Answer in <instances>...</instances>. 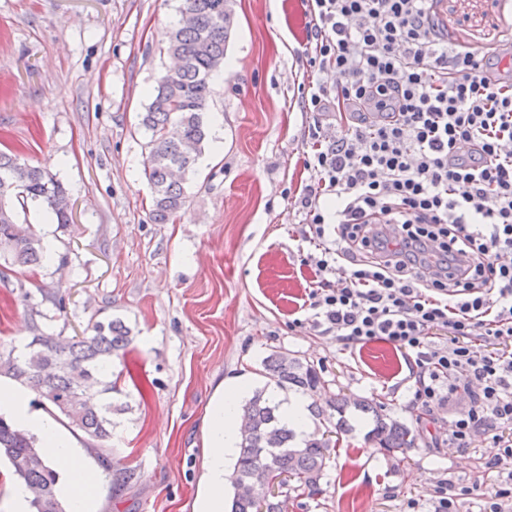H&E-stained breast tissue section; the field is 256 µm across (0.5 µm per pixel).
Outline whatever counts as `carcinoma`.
Here are the masks:
<instances>
[{
    "label": "carcinoma",
    "instance_id": "obj_1",
    "mask_svg": "<svg viewBox=\"0 0 512 512\" xmlns=\"http://www.w3.org/2000/svg\"><path fill=\"white\" fill-rule=\"evenodd\" d=\"M234 22V0H184L171 32L167 53L178 65L160 76L140 120L150 135L144 176L152 189L151 215L157 224L167 223L187 202L185 183L208 140L212 80L224 71ZM30 201L46 206L58 223H70L71 195L56 176L0 151V252L12 266L33 270L43 264L46 253L19 221L17 207ZM132 340L131 330L119 319L97 321L85 335L70 339L42 331L21 348H11L8 364H0V375L34 392L41 405L57 409L89 439L104 443L112 437L113 415L124 411L114 402V395L121 393L118 380L105 370ZM263 371L266 385L241 405L248 427L240 434L230 477V512H284L285 501L277 496L256 505L240 491L244 481L277 480L299 496L320 492L330 439H298L281 403L267 390L273 385L303 394L321 378L313 365L281 353L266 357ZM330 409L336 411L338 439L352 433L350 418L363 416L373 423L369 439L377 448L404 456L416 445L408 424L383 413L382 404L374 400L343 394ZM0 459L8 464L14 482L40 491L29 501L30 512H66L58 494L59 476L47 465L38 438L3 416Z\"/></svg>",
    "mask_w": 512,
    "mask_h": 512
}]
</instances>
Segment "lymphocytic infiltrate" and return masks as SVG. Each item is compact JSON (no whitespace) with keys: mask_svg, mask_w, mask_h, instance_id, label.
<instances>
[{"mask_svg":"<svg viewBox=\"0 0 512 512\" xmlns=\"http://www.w3.org/2000/svg\"><path fill=\"white\" fill-rule=\"evenodd\" d=\"M303 2L310 63L338 75L306 108L348 115L312 132L304 305L344 346L413 353L411 405L451 407L452 447L491 434L480 512H512V66L450 43L436 0Z\"/></svg>","mask_w":512,"mask_h":512,"instance_id":"1","label":"lymphocytic infiltrate"}]
</instances>
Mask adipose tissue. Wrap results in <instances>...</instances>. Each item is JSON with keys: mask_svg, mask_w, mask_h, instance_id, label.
<instances>
[{"mask_svg": "<svg viewBox=\"0 0 512 512\" xmlns=\"http://www.w3.org/2000/svg\"><path fill=\"white\" fill-rule=\"evenodd\" d=\"M243 392L241 385L223 389L210 413L208 428V481L213 489L205 503L204 512H223L224 504L219 490L224 485V461L240 432L242 420L238 402ZM0 413L32 430L40 439L50 467L63 478L61 490L68 497L70 512H93L92 496L88 490L90 477L76 462L73 442L61 434L54 424L30 405L25 392L9 383L0 382Z\"/></svg>", "mask_w": 512, "mask_h": 512, "instance_id": "obj_1", "label": "adipose tissue"}]
</instances>
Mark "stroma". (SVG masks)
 <instances>
[{
  "label": "stroma",
  "mask_w": 512,
  "mask_h": 512,
  "mask_svg": "<svg viewBox=\"0 0 512 512\" xmlns=\"http://www.w3.org/2000/svg\"><path fill=\"white\" fill-rule=\"evenodd\" d=\"M182 4L0 0V150L48 167L74 202L64 226L36 202L19 214L52 257L32 272L0 257V355L29 342L42 322L65 337L109 318L131 329L132 344L112 363L128 409L115 416L108 446L136 479L114 485L93 441L51 413L80 447L98 512H200L216 387L238 378L251 391L264 386L273 353L316 368L322 382L309 401L373 399L417 436L401 461L355 423L331 449L320 493L289 495L285 512H403L411 498L425 507L446 475L473 487L470 512H479L497 481L486 466L490 438L449 447L448 412L420 420L410 407L414 378L403 353L384 342L343 347L303 306L315 277L299 206L310 131L332 139L344 124L304 108L310 81L331 85L336 74L307 66L302 0H236L188 202L169 223L152 219L139 115L171 65L166 46ZM436 11L467 51L512 43V0H438Z\"/></svg>",
  "instance_id": "stroma-1"
}]
</instances>
